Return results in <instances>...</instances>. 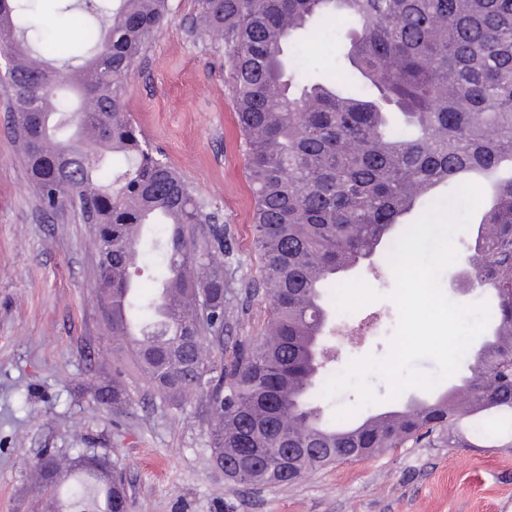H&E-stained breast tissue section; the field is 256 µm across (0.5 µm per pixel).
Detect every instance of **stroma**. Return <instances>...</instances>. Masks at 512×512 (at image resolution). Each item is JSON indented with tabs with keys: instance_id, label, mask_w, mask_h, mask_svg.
<instances>
[{
	"instance_id": "stroma-1",
	"label": "stroma",
	"mask_w": 512,
	"mask_h": 512,
	"mask_svg": "<svg viewBox=\"0 0 512 512\" xmlns=\"http://www.w3.org/2000/svg\"><path fill=\"white\" fill-rule=\"evenodd\" d=\"M163 28L129 77L124 109L233 235L224 262L234 272L232 338L261 335L269 303L249 296L260 276L253 194L242 136L224 87V47L190 34L194 0H169ZM61 0H41V26L59 52L80 30ZM348 26L320 24L296 53L311 70L341 63ZM370 282L379 300L336 312L356 325L381 323L367 340L344 345L333 373L351 360L384 357L398 322L388 295L391 267L349 273ZM96 252L91 225L71 210L41 208L13 137L0 133V512H41L44 499L27 480L44 450L61 458L82 448L119 450L118 472L131 512H501L512 502V448H429L407 444L363 460H347L286 486L230 483L208 447L200 400L163 407L133 364L122 367L131 403L121 415L94 404L91 374L112 375L118 353L96 303Z\"/></svg>"
}]
</instances>
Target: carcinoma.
<instances>
[{
	"instance_id": "1",
	"label": "carcinoma",
	"mask_w": 512,
	"mask_h": 512,
	"mask_svg": "<svg viewBox=\"0 0 512 512\" xmlns=\"http://www.w3.org/2000/svg\"><path fill=\"white\" fill-rule=\"evenodd\" d=\"M105 15L81 26L67 58L34 39L20 0H0V50L13 137L43 209L90 214L98 295L112 298L113 340L134 357L162 404L200 398L209 447L238 484L282 486L354 455L368 458L412 442L512 447V0H196L202 34L224 43V83L244 140L254 197L261 275L252 293L271 305L265 333L235 341L222 367L229 247L218 213L173 168L122 109L127 78L163 26L166 0H94ZM348 19L343 62L318 77L286 47L310 26ZM68 74L79 97L55 98ZM483 183L481 211L464 265L494 294L500 320L476 348L464 385L405 414L337 424L317 403L332 365L319 355L331 321L325 288L386 250L396 225L465 183ZM165 268L159 285L180 302L134 291L130 269L143 251ZM93 401L118 414L128 405L121 370L91 386ZM244 448H292L276 461L244 462ZM72 475L31 469L51 492L52 512H129L116 460Z\"/></svg>"
}]
</instances>
